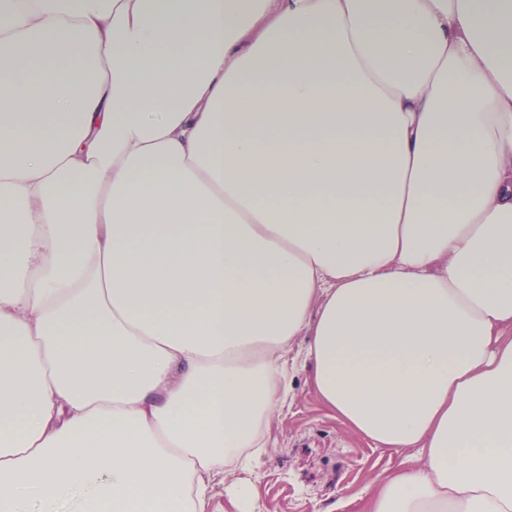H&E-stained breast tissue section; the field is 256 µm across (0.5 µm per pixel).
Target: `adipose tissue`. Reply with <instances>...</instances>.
Returning a JSON list of instances; mask_svg holds the SVG:
<instances>
[{"label": "adipose tissue", "instance_id": "adipose-tissue-1", "mask_svg": "<svg viewBox=\"0 0 512 512\" xmlns=\"http://www.w3.org/2000/svg\"><path fill=\"white\" fill-rule=\"evenodd\" d=\"M301 337L363 512H512V0H0V512H201ZM81 507L79 493H72L65 498H49L34 495L31 508L35 512H78Z\"/></svg>", "mask_w": 512, "mask_h": 512}]
</instances>
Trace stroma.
<instances>
[{"mask_svg":"<svg viewBox=\"0 0 512 512\" xmlns=\"http://www.w3.org/2000/svg\"><path fill=\"white\" fill-rule=\"evenodd\" d=\"M306 343L289 350L290 393L270 418L265 454L245 470L225 471L211 485L205 512H235L234 486L257 492L256 512H356L353 497L402 454L376 448L322 406L310 381Z\"/></svg>","mask_w":512,"mask_h":512,"instance_id":"1","label":"stroma"}]
</instances>
